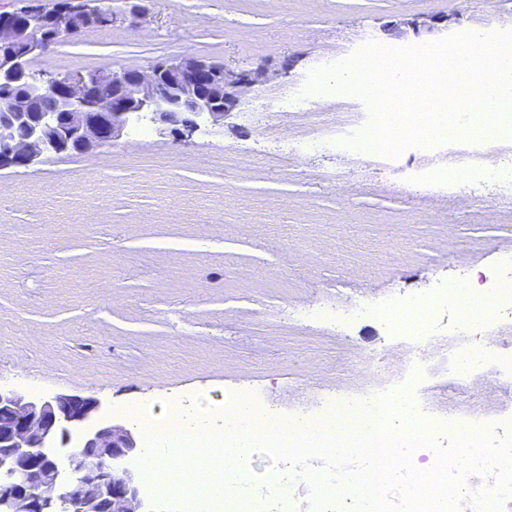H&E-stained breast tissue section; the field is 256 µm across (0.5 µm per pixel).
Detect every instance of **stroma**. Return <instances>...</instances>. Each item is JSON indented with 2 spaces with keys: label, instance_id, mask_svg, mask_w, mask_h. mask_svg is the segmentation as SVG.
<instances>
[{
  "label": "stroma",
  "instance_id": "35a3bbf8",
  "mask_svg": "<svg viewBox=\"0 0 512 512\" xmlns=\"http://www.w3.org/2000/svg\"><path fill=\"white\" fill-rule=\"evenodd\" d=\"M91 5L111 26L35 57L34 73L191 56L273 76L223 125L133 126L102 148L0 170V387L93 397L118 421L139 402L206 418L240 391L286 413L377 385L373 357L400 366L409 343L376 316L339 334L295 308L423 302L512 254V194L476 173L448 193L413 183L418 168L450 173L458 158L334 148L367 110L351 94L284 108L311 70L368 42L512 29V0H137V29L126 0ZM440 365L428 360L419 381L440 410L473 418L512 404L494 373L452 389Z\"/></svg>",
  "mask_w": 512,
  "mask_h": 512
}]
</instances>
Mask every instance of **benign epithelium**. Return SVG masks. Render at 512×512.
Segmentation results:
<instances>
[{"label":"benign epithelium","mask_w":512,"mask_h":512,"mask_svg":"<svg viewBox=\"0 0 512 512\" xmlns=\"http://www.w3.org/2000/svg\"><path fill=\"white\" fill-rule=\"evenodd\" d=\"M98 9L40 0L23 12H0V86L22 82L27 96L0 112V170L26 168L42 156L83 152L121 137L132 123L193 131L199 122L224 124L243 96L268 78L263 68L234 71L194 57L143 69L77 71L38 77L31 60L85 31ZM52 30V35L45 31ZM112 84V96L98 88ZM0 512H159L140 494L141 473L126 461L142 448L124 424L103 417L92 397L31 398L0 388ZM47 448L66 450L70 480L45 466Z\"/></svg>","instance_id":"obj_1"}]
</instances>
